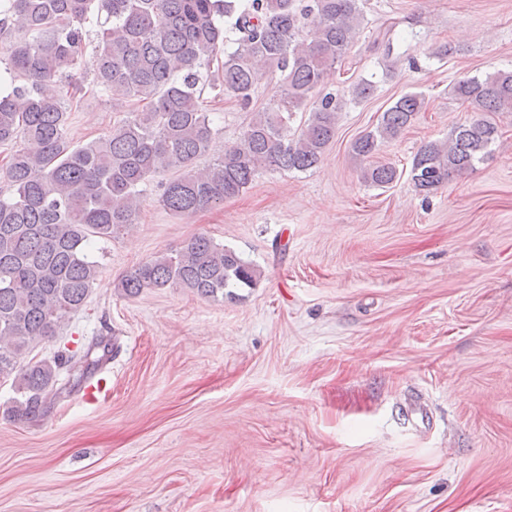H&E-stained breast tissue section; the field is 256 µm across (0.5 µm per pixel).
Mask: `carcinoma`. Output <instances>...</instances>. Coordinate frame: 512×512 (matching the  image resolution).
I'll return each mask as SVG.
<instances>
[{"label": "carcinoma", "mask_w": 512, "mask_h": 512, "mask_svg": "<svg viewBox=\"0 0 512 512\" xmlns=\"http://www.w3.org/2000/svg\"><path fill=\"white\" fill-rule=\"evenodd\" d=\"M96 8L107 18L94 47L93 86L135 108L104 136L74 146L66 113L83 86L68 77L82 66L83 29ZM363 21L360 0H0V145L16 146L3 166L10 193L0 197V379L15 382L20 415L43 411L55 389H81L83 365L92 376L112 360V338L65 347L50 360L29 354L84 306L98 273L94 243L137 221L142 184L175 173L161 203L190 216L239 196L261 170L303 172L320 162L336 137L340 102L325 95L299 132L288 124L347 55ZM226 22L238 35L232 51L224 50ZM260 67L280 74L277 99L251 112L237 143L202 162L215 135L202 71L210 72L211 89L246 110ZM450 93L479 116L448 140L420 147L410 178L421 192L491 153L500 132L489 115L512 112V71L460 79ZM424 108L422 94L402 95L352 142V153L374 156ZM400 177L388 164L363 170L376 186ZM260 277L256 265L199 234L132 268L117 287L129 296L175 287L217 299Z\"/></svg>", "instance_id": "obj_1"}]
</instances>
